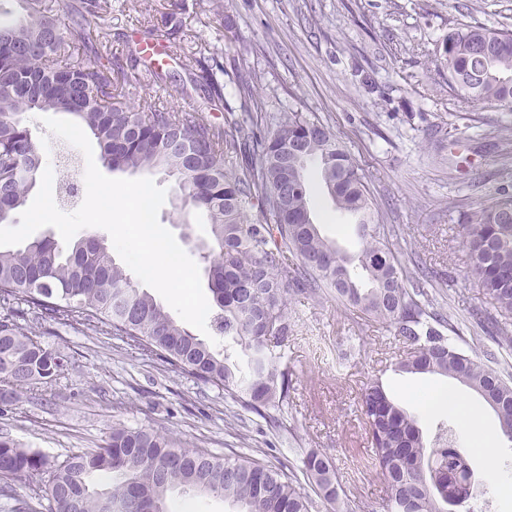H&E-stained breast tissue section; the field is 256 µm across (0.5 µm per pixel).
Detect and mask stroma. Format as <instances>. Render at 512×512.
Masks as SVG:
<instances>
[{
  "instance_id": "obj_1",
  "label": "stroma",
  "mask_w": 512,
  "mask_h": 512,
  "mask_svg": "<svg viewBox=\"0 0 512 512\" xmlns=\"http://www.w3.org/2000/svg\"><path fill=\"white\" fill-rule=\"evenodd\" d=\"M97 22L107 42L81 46L96 60L110 50L125 100L150 94L169 110L202 108L203 92L175 58L148 83L150 63L139 50L168 43L172 16L192 45L218 53L236 83L266 111L318 116L334 128L366 170L377 220L393 225L400 246L430 270L456 276L444 301L457 318L486 302L466 278L459 226L486 199L512 194V107L460 101L448 73L435 64L449 27L460 23L512 28V0H111ZM166 190L159 221L189 256L207 239L198 215L180 208L175 177L152 173ZM311 210L323 235L346 250L354 228L337 212L317 172H310ZM19 325L67 357L59 380L21 397L0 414V432L56 459L101 446L113 425L149 427L188 447L217 453L242 450L265 462H288L292 448H316L335 461L350 512H381L384 480L369 467L370 447L360 395L373 380L417 412L432 436L444 412L420 410V390L452 389L499 431L495 412L462 383L445 377L395 373L400 351L388 329L360 319L334 298L297 297L290 315L291 403L285 431L254 414L237 416L223 390L182 375L93 326L64 327L19 318ZM493 512H512V442L500 438L493 459L469 453Z\"/></svg>"
}]
</instances>
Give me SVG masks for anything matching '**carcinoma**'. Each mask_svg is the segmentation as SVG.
<instances>
[{"label":"carcinoma","mask_w":512,"mask_h":512,"mask_svg":"<svg viewBox=\"0 0 512 512\" xmlns=\"http://www.w3.org/2000/svg\"><path fill=\"white\" fill-rule=\"evenodd\" d=\"M23 13L0 22V223L22 208L45 168V154L26 125L31 112H63L98 143L113 171H163L177 177L182 204L206 216L210 241L199 249L208 289L219 312L217 335L236 349L215 350L179 324L117 265L108 246L88 235L63 246L45 236L16 250L0 249V308L25 306L37 320L101 324L130 349L154 356L196 381L224 390L245 413L274 429L288 407L292 370L288 305L294 297L335 295L336 302L389 328L407 348L395 370L451 377L497 405L502 433L512 442V372L487 354L476 361L455 346L453 317L434 298L433 280L412 271L395 248L396 229L375 223L366 174L336 132L301 112L267 119L253 97L229 107L224 64L185 58L199 72L207 108L172 112L149 98L135 108L114 88L112 60L88 62L77 46L109 0H79L71 24L63 0H21ZM441 66L448 87L468 103L512 105V30L462 24L443 39ZM320 175L336 210L356 217L357 250L324 237L309 204L307 168ZM260 219L248 221L251 212ZM467 278L492 303L473 314L477 329L512 348V198H491L461 225ZM65 357L14 319L0 320V406L48 385ZM372 465L380 467L386 512H486L474 501L467 458L442 422L424 440L415 413L395 403L382 383L361 394ZM45 474L28 497L47 512H170L175 491L221 497L235 512H348L336 466L317 449L295 451L288 470L245 452L216 453L178 445L145 427L113 426L105 443L78 449L62 461L0 435V496L26 512L12 482Z\"/></svg>","instance_id":"cac0c4a2"}]
</instances>
